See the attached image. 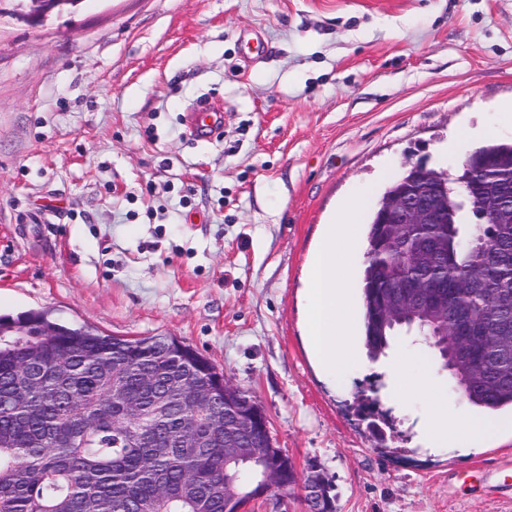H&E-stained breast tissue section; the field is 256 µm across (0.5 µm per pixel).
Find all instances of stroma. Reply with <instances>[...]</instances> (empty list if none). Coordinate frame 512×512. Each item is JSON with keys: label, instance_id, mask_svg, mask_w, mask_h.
Wrapping results in <instances>:
<instances>
[{"label": "stroma", "instance_id": "1", "mask_svg": "<svg viewBox=\"0 0 512 512\" xmlns=\"http://www.w3.org/2000/svg\"><path fill=\"white\" fill-rule=\"evenodd\" d=\"M5 7L0 315L177 337L258 400L337 512H512L511 433L431 447L433 407L480 411L425 344L328 377L303 333L344 201L512 141V0H80L36 24ZM203 101L223 133L196 143Z\"/></svg>", "mask_w": 512, "mask_h": 512}]
</instances>
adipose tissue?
I'll use <instances>...</instances> for the list:
<instances>
[{"label": "adipose tissue", "mask_w": 512, "mask_h": 512, "mask_svg": "<svg viewBox=\"0 0 512 512\" xmlns=\"http://www.w3.org/2000/svg\"><path fill=\"white\" fill-rule=\"evenodd\" d=\"M360 206L347 203L338 221L329 225L324 240L310 262L306 337L318 366L333 372L343 358L360 355L350 301L354 249L359 238ZM511 430L512 418L484 416L451 421H435L434 439L438 444L455 447L469 442L479 447L499 433Z\"/></svg>", "instance_id": "1"}]
</instances>
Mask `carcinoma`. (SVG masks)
<instances>
[{"instance_id": "cac0c4a2", "label": "carcinoma", "mask_w": 512, "mask_h": 512, "mask_svg": "<svg viewBox=\"0 0 512 512\" xmlns=\"http://www.w3.org/2000/svg\"><path fill=\"white\" fill-rule=\"evenodd\" d=\"M461 166L475 173L480 209L496 223H478L450 184L446 224H381L372 213L362 278L365 347L376 359L399 333L421 331L443 366L444 344L460 345L467 356L452 378L462 395L486 411L512 410V356L472 381L492 344L448 336L426 309H407L393 328L384 321L387 293L409 282L443 289L454 312L512 336V307L502 304L512 299V142L478 147ZM417 179L403 173L382 198ZM431 239L439 250L419 258ZM114 358L131 399L148 374L162 383L180 377L197 390L211 383L206 359L170 337L123 339L47 311L0 316V512H224V485L240 492L255 478L250 463L224 466L222 436L211 448L169 442L171 433L186 431L180 415L156 431L155 447L131 445L126 432L152 418L145 411L129 417L112 402Z\"/></svg>"}]
</instances>
